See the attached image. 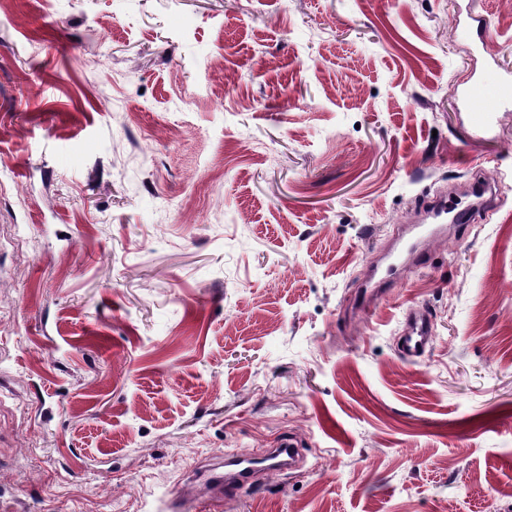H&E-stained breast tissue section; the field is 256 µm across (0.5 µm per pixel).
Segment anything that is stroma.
Masks as SVG:
<instances>
[{"instance_id": "1", "label": "stroma", "mask_w": 512, "mask_h": 512, "mask_svg": "<svg viewBox=\"0 0 512 512\" xmlns=\"http://www.w3.org/2000/svg\"><path fill=\"white\" fill-rule=\"evenodd\" d=\"M507 71L505 0H11L0 512H512V111L460 101ZM481 175L496 210L362 318L397 227ZM289 437L299 469L201 498ZM432 341L431 322L424 310L410 311L402 325L398 338V350L406 357L416 358L428 349Z\"/></svg>"}]
</instances>
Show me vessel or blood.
<instances>
[{
	"mask_svg": "<svg viewBox=\"0 0 512 512\" xmlns=\"http://www.w3.org/2000/svg\"><path fill=\"white\" fill-rule=\"evenodd\" d=\"M476 129H485L490 117L512 102V76L494 82L473 80L463 92ZM477 207L471 203L448 197L436 198L424 210V218L414 225L403 226L396 239L398 251L391 261L378 270V279L373 288L362 291L360 300L365 312H373L384 297V291L393 287L401 271L410 266L420 265L423 252L417 239L418 232L430 236L444 235L449 225L464 224L471 220ZM432 340L431 322L420 309L410 311L402 325L398 338V350L404 356L416 358L428 349ZM299 456L292 439H285L279 447L268 449L264 454L239 452L230 454L232 471L211 469L206 476L208 489L216 491L220 498L232 499L253 488L258 475L280 473L291 469Z\"/></svg>",
	"mask_w": 512,
	"mask_h": 512,
	"instance_id": "1",
	"label": "vessel or blood"
}]
</instances>
